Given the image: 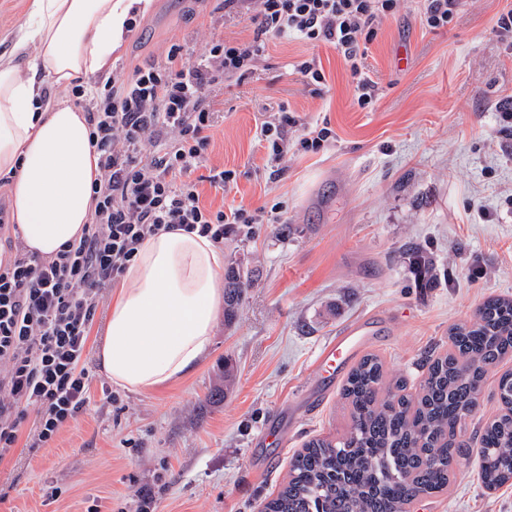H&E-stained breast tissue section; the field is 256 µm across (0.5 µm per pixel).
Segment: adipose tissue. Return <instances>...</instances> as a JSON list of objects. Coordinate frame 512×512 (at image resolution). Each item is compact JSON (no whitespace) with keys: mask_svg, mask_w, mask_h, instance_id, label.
Segmentation results:
<instances>
[{"mask_svg":"<svg viewBox=\"0 0 512 512\" xmlns=\"http://www.w3.org/2000/svg\"><path fill=\"white\" fill-rule=\"evenodd\" d=\"M150 0H30L16 52L62 92L108 74L126 22ZM0 60V176L28 250L56 254L79 239L95 202L98 156L82 110ZM224 254L181 230L146 238L114 289L96 359L112 384L152 393L181 381L209 352L223 303Z\"/></svg>","mask_w":512,"mask_h":512,"instance_id":"ef3b65f1","label":"adipose tissue"}]
</instances>
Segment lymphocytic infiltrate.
I'll return each instance as SVG.
<instances>
[{"instance_id": "lymphocytic-infiltrate-1", "label": "lymphocytic infiltrate", "mask_w": 512, "mask_h": 512, "mask_svg": "<svg viewBox=\"0 0 512 512\" xmlns=\"http://www.w3.org/2000/svg\"><path fill=\"white\" fill-rule=\"evenodd\" d=\"M398 2L224 0L225 20L247 22L250 40L216 36L195 57L174 46L159 62L99 78L97 96L73 90L70 100L85 112L101 171L79 241L48 257L30 252L0 205V462L21 444L49 447L86 411L93 380L88 338L99 296L120 283L146 237L182 230L220 245L242 229L277 223L262 207L214 211L200 200L194 173L216 125L214 93L242 85L270 42L291 37L334 47L358 106L367 108L378 91L365 70L368 46ZM296 126L306 151L320 149L333 134L287 114L263 122L259 137L271 163L287 154L288 131Z\"/></svg>"}]
</instances>
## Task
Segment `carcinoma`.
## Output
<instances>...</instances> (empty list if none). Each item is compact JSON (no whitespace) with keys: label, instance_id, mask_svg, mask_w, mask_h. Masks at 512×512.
Wrapping results in <instances>:
<instances>
[{"label":"carcinoma","instance_id":"carcinoma-1","mask_svg":"<svg viewBox=\"0 0 512 512\" xmlns=\"http://www.w3.org/2000/svg\"><path fill=\"white\" fill-rule=\"evenodd\" d=\"M226 314L244 282L224 273ZM448 351L434 360L416 395L388 377L381 359L363 356L342 396L350 426L336 438H315L291 458L288 481L264 512H405L421 495L448 488L465 447L459 436L472 414L488 368L512 353V298L491 297L475 320L449 330ZM503 412L482 427L478 453L488 489L512 482V372L498 380Z\"/></svg>","mask_w":512,"mask_h":512}]
</instances>
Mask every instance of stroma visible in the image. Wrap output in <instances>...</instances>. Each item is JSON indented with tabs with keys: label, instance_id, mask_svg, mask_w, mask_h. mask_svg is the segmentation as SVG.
<instances>
[{
	"label": "stroma",
	"instance_id": "stroma-1",
	"mask_svg": "<svg viewBox=\"0 0 512 512\" xmlns=\"http://www.w3.org/2000/svg\"><path fill=\"white\" fill-rule=\"evenodd\" d=\"M505 4L465 0L430 30L417 0H401L369 45L378 98L368 109L333 47L294 38L271 42L248 83L218 91L206 165L235 181L223 193L201 184L203 203L283 214L224 240L225 263L249 281L234 321L218 318L206 359L169 389L129 392L95 373L88 410L50 447L17 448L0 464V512H134L144 490L154 512H259L306 441L350 423L341 384L324 386L314 366L343 324L369 322L366 353L413 391L450 328L488 298H512V130L498 112L512 97V34L496 30ZM221 14L220 0H152L114 64L199 49ZM311 57L326 77L316 88L290 69ZM281 110L335 137L290 150L273 180L258 132ZM508 370L512 358L484 376L466 421L473 449ZM284 424L285 444L262 439ZM478 470L473 453L447 490L408 512H512V483L486 489Z\"/></svg>",
	"mask_w": 512,
	"mask_h": 512
}]
</instances>
